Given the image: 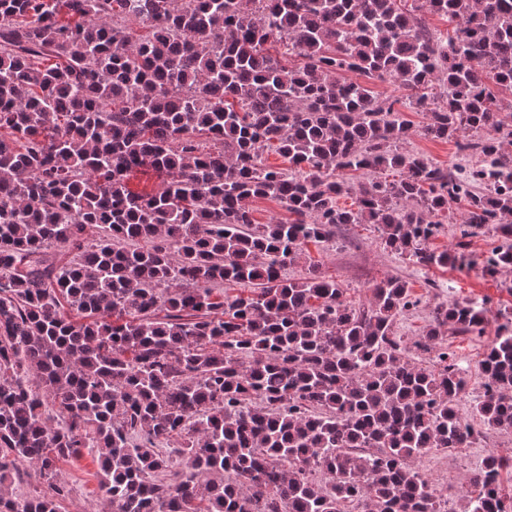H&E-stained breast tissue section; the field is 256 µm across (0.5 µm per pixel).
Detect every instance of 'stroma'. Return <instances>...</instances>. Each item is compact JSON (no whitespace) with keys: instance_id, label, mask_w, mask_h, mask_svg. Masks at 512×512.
Segmentation results:
<instances>
[{"instance_id":"stroma-1","label":"stroma","mask_w":512,"mask_h":512,"mask_svg":"<svg viewBox=\"0 0 512 512\" xmlns=\"http://www.w3.org/2000/svg\"><path fill=\"white\" fill-rule=\"evenodd\" d=\"M402 150L417 153L445 169L468 165L453 142L411 135L401 145ZM317 265L323 276L336 281L352 306L368 302L376 282L395 276L410 283L419 307L400 316L395 324L397 335L407 338L419 335L429 320L435 303L456 299H471L486 304L490 310L481 335L449 336L448 347L468 369L471 394H479L483 378L477 365L488 346L495 340L501 323L499 314L512 312V268L494 276H486L480 267L460 268L451 264L423 269L386 249L379 233L370 224H346L336 230L333 241L308 243L302 258L286 271L287 277L304 275L309 265ZM512 456V432H497L471 448L453 452L436 451L419 464L430 488L448 501L450 512H460L469 489V478L488 451ZM60 478L71 488L62 500L59 512H109L99 487L98 464L88 450L58 465Z\"/></svg>"}]
</instances>
